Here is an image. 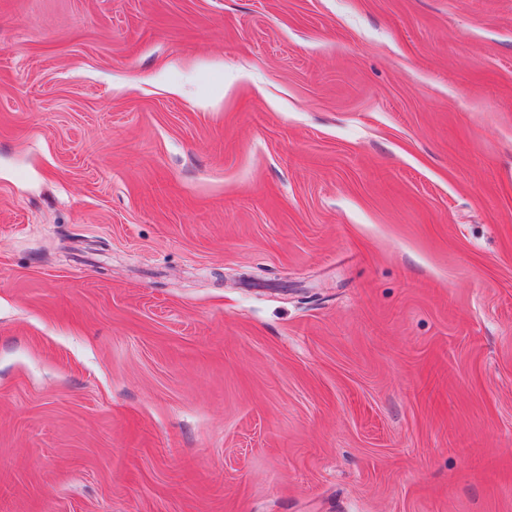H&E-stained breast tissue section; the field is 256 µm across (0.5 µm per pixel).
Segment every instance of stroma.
Masks as SVG:
<instances>
[{"label": "stroma", "instance_id": "obj_1", "mask_svg": "<svg viewBox=\"0 0 512 512\" xmlns=\"http://www.w3.org/2000/svg\"><path fill=\"white\" fill-rule=\"evenodd\" d=\"M0 512H512V0H0Z\"/></svg>", "mask_w": 512, "mask_h": 512}]
</instances>
